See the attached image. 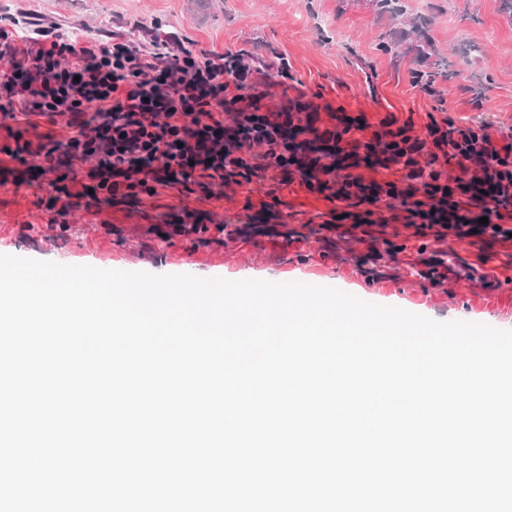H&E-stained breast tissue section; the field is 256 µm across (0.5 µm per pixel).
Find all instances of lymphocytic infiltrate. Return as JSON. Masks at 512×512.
I'll use <instances>...</instances> for the list:
<instances>
[{
    "instance_id": "f902f5d3",
    "label": "lymphocytic infiltrate",
    "mask_w": 512,
    "mask_h": 512,
    "mask_svg": "<svg viewBox=\"0 0 512 512\" xmlns=\"http://www.w3.org/2000/svg\"><path fill=\"white\" fill-rule=\"evenodd\" d=\"M25 18L26 31L11 18L0 24V154L45 183L50 223H66L85 198L99 207L161 188L222 196L251 152L254 176L287 174V113L237 112L227 98L264 77L249 55L163 38L139 19L80 35ZM36 117L64 119L67 137L29 139Z\"/></svg>"
}]
</instances>
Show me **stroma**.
I'll return each instance as SVG.
<instances>
[{"mask_svg": "<svg viewBox=\"0 0 512 512\" xmlns=\"http://www.w3.org/2000/svg\"><path fill=\"white\" fill-rule=\"evenodd\" d=\"M411 15L429 19L426 38L399 35V53L380 51L381 31L396 27L366 0H0V14L31 8L46 22L80 31L115 15L156 22L178 31L204 50L247 51L279 56L301 91L266 83L269 111L300 99L322 118L360 116L370 131L383 119L424 136L430 121L451 120L485 130L496 147L512 143V20L498 0H404ZM432 45L459 76L442 83L443 110L412 84L420 49ZM278 175L253 179L250 187L225 186L220 200L169 192L131 207L118 202L99 212L78 209L69 230L49 229L36 201L37 184L0 171V254L105 270L190 274L242 279L245 272L272 282L330 286L360 299L396 306L439 322L467 321L512 330V242L473 233L460 238L444 225L368 224L346 234L324 229L287 243L273 224L252 225L247 235L223 245L192 247L171 237L164 214L188 207L227 224L243 220L273 199L288 206L292 226L316 223L331 202L308 193L300 178L278 187ZM398 247L397 258L386 253ZM449 253L452 274L442 284L410 272L421 245ZM492 274L497 286L481 277Z\"/></svg>", "mask_w": 512, "mask_h": 512, "instance_id": "1", "label": "stroma"}]
</instances>
